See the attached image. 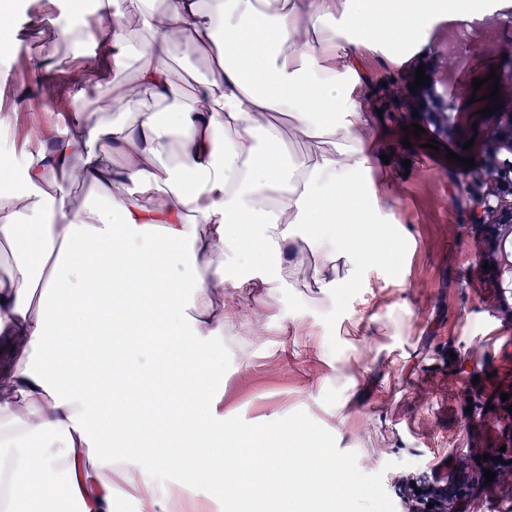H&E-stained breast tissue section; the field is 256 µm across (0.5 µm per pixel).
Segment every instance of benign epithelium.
<instances>
[{
    "label": "benign epithelium",
    "mask_w": 512,
    "mask_h": 512,
    "mask_svg": "<svg viewBox=\"0 0 512 512\" xmlns=\"http://www.w3.org/2000/svg\"><path fill=\"white\" fill-rule=\"evenodd\" d=\"M430 120L442 124L448 134H454L448 107L425 109ZM492 135L499 146L508 151L509 157L489 159L486 165L474 172V178L489 185L486 194L469 200L470 217L483 229V259L493 266L491 273L498 288H512V250L505 243H512V111L503 112L494 122Z\"/></svg>",
    "instance_id": "7a95c632"
}]
</instances>
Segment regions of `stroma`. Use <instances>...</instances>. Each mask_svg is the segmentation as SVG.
Listing matches in <instances>:
<instances>
[{"label": "stroma", "instance_id": "stroma-1", "mask_svg": "<svg viewBox=\"0 0 512 512\" xmlns=\"http://www.w3.org/2000/svg\"><path fill=\"white\" fill-rule=\"evenodd\" d=\"M93 3L59 0L49 14L41 0H15V51L0 56V144L15 154L94 111L113 83L135 81L141 60L116 74L93 58L90 43L65 41L88 27ZM510 38L512 0H472L455 18L430 20L402 63L391 62L388 43L367 58L363 94L378 113L370 143L380 219L403 237L394 266L367 262L330 306L303 286L280 289L264 300L262 335L238 325L220 346L215 385L246 444L265 422L274 434L300 427L347 464L354 490L334 512H377L382 500L389 512H412L404 483L439 461L466 486L452 512H512V412L500 398L512 395V301L501 299L483 267L481 227L467 210L469 197L487 187L444 153L452 148L479 166L489 160L494 143L472 81L502 64L499 46ZM420 67L438 72L433 91L447 100L457 137L396 96ZM411 123L426 131L405 146L402 128ZM309 327L338 351L339 363L307 341Z\"/></svg>", "mask_w": 512, "mask_h": 512}]
</instances>
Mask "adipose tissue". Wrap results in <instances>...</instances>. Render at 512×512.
Returning <instances> with one entry per match:
<instances>
[{"label": "adipose tissue", "instance_id": "adipose-tissue-1", "mask_svg": "<svg viewBox=\"0 0 512 512\" xmlns=\"http://www.w3.org/2000/svg\"><path fill=\"white\" fill-rule=\"evenodd\" d=\"M467 2L168 0L159 14L139 0L149 39L132 41L122 17L91 34L114 71L142 59L125 96L170 107L79 116L10 168L25 189L0 207V243L28 247L0 277V512H51L65 497L113 512L122 487L153 500L146 465L218 484L225 512L259 483L277 488L281 512L313 483L331 498L349 490L348 467L311 431L242 454L209 352L241 321L262 335L263 310L240 305L247 289L301 283L326 304L367 260L392 265L362 62L381 48L377 29L402 46ZM174 48L215 62L192 97L172 75ZM287 135L309 149L276 155ZM76 156L104 206L74 205L58 185ZM185 262L209 278L175 276ZM147 405L160 443L142 464L129 451Z\"/></svg>", "mask_w": 512, "mask_h": 512}]
</instances>
